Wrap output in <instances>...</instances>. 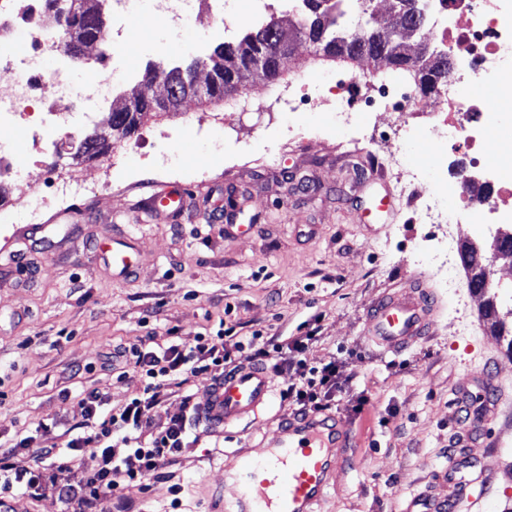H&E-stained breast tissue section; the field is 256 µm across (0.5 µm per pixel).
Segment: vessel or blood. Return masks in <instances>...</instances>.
<instances>
[{
  "instance_id": "1",
  "label": "vessel or blood",
  "mask_w": 512,
  "mask_h": 512,
  "mask_svg": "<svg viewBox=\"0 0 512 512\" xmlns=\"http://www.w3.org/2000/svg\"><path fill=\"white\" fill-rule=\"evenodd\" d=\"M186 195V190L167 185L158 187L148 200L159 210L175 213ZM132 250L129 241L116 239L96 244L94 258L123 275L134 264ZM436 309L430 290L420 286L384 292L368 307L370 338L382 352L402 353L424 337ZM482 386L491 398L484 413L467 425L475 434L486 432L494 409L492 398L499 392L491 376L483 377ZM274 395V375L268 366H240L212 382L200 407V421L207 429L231 433L264 414ZM347 441L348 426L335 415L290 417L268 440L235 452L224 463L225 478L235 492L228 497L223 488L212 489L210 512H315L345 455Z\"/></svg>"
}]
</instances>
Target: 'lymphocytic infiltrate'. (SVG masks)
<instances>
[{
  "label": "lymphocytic infiltrate",
  "mask_w": 512,
  "mask_h": 512,
  "mask_svg": "<svg viewBox=\"0 0 512 512\" xmlns=\"http://www.w3.org/2000/svg\"><path fill=\"white\" fill-rule=\"evenodd\" d=\"M316 339L317 329L309 321L294 336H270L259 329L240 336L229 327L212 336L144 337L130 350L140 385L124 406L108 407L105 395L95 388L74 396L65 392L62 403L76 402L83 417L74 425L68 447H48L50 430L44 425L0 446V498L49 492L68 512H102V505L112 497L143 490L160 468L200 439L195 427L199 406L191 395L184 393L180 412L166 425L156 423L153 410L161 389L183 390L200 375L223 376L227 365L245 351L276 374L296 373L297 382L287 385L281 397L293 401L297 414L322 411L324 399L336 387L339 366L333 360L308 364L306 353ZM87 448L96 449L99 465L94 471L76 474L75 458Z\"/></svg>",
  "instance_id": "lymphocytic-infiltrate-1"
}]
</instances>
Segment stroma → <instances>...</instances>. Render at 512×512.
I'll return each mask as SVG.
<instances>
[{
	"instance_id": "1",
	"label": "stroma",
	"mask_w": 512,
	"mask_h": 512,
	"mask_svg": "<svg viewBox=\"0 0 512 512\" xmlns=\"http://www.w3.org/2000/svg\"><path fill=\"white\" fill-rule=\"evenodd\" d=\"M186 27L188 36L171 38L160 29L132 31L125 17L108 19L107 32L134 46L133 56L115 63L120 89L138 84L149 64L211 51L224 24L197 12ZM327 69L340 81L361 72L298 43L282 60L279 80H257L245 91L265 95L270 107L238 114L233 130L214 118L228 105L195 98L152 118L153 133L137 130L108 153L72 163L86 183L107 179L110 188L49 211L40 239H19L22 265L0 255V433L45 424L51 446L67 447L69 429L82 416L76 405H62L60 391L96 388L121 406L140 385L130 350L148 333L172 328L195 336L223 322L243 335H289L314 318L320 340L308 362H341L329 411L351 425L335 485L317 512H405L414 498L447 494L438 474L452 453L469 463V488L454 512H503L512 503L507 343L482 318V299L464 266L454 271L453 287L441 288L432 268L413 263L414 252L439 235L417 207L398 198L380 221L361 222V210L394 188L396 178L376 179L339 156L338 143L352 133L337 127L335 102L303 115L283 107ZM152 181L192 193L179 222H131ZM119 234L134 237L139 261L121 279L107 265L86 262L94 239ZM416 278L437 299L435 326L404 353L381 352L368 335L367 306ZM484 374L496 378L502 401L489 431L469 438L453 414L454 398ZM286 412L277 401L240 434L204 437L162 468L146 492L112 501L105 512H208L205 486L234 492L223 483V455L258 445ZM175 484L183 489L176 508Z\"/></svg>"
}]
</instances>
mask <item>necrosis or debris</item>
<instances>
[{
  "label": "necrosis or debris",
  "instance_id": "necrosis-or-debris-1",
  "mask_svg": "<svg viewBox=\"0 0 512 512\" xmlns=\"http://www.w3.org/2000/svg\"><path fill=\"white\" fill-rule=\"evenodd\" d=\"M205 3L209 13L221 19L234 11L233 0H150L152 10L162 13L169 29L180 28ZM70 0H0V72L11 75L14 92L0 95V130L26 123L32 165H41L46 153L41 126L29 118L30 107L41 103L42 111L59 126L95 124L112 93V64L121 55V43L107 34L96 53L84 56L85 68L100 79L92 94L81 96L72 87L67 72L46 79L42 62L67 54L64 42L49 35V16L66 11ZM427 33L436 49L453 65L446 86L437 92L411 98L409 93L390 94L388 89L364 91L360 79L335 82L323 76L317 84L303 86L304 103L320 105L321 91L336 89V122L340 125L380 127L371 151L373 166L390 167L399 174L402 188L416 185L420 169L408 162L403 146L414 131L425 132L435 146L463 151L468 161L452 181L424 187L418 200L428 224H453L441 204L454 195L467 210L472 224H481L486 213L497 223L512 224V149H496L492 131L506 119L512 106V0H428L425 10ZM488 80L497 89L500 110L489 111L486 103L470 96L472 84ZM24 168L10 140L0 137V185L19 184V203L31 220L57 203L77 199L88 185L71 175L52 172L51 193H41L23 183Z\"/></svg>",
  "mask_w": 512,
  "mask_h": 512
}]
</instances>
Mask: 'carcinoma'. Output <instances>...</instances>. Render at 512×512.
<instances>
[{
	"instance_id": "1",
	"label": "carcinoma",
	"mask_w": 512,
	"mask_h": 512,
	"mask_svg": "<svg viewBox=\"0 0 512 512\" xmlns=\"http://www.w3.org/2000/svg\"><path fill=\"white\" fill-rule=\"evenodd\" d=\"M392 2V14L401 16L405 25L385 42L374 40L371 32L392 25L389 19L373 14L354 19L329 0H303L300 23L272 14L263 24L246 28L239 40L217 44L207 57L168 68L170 99L161 111L170 113L178 110L184 99L183 91L193 84L199 66L210 67L219 79L206 96L211 103L232 98L243 91L248 78L241 71L249 60L263 61L261 77L274 82L280 77V61L284 53L293 50L294 44L303 40L319 41L316 53L325 57L352 62L365 59L388 70L411 72L421 92L430 94L436 87L448 83V57L437 52L424 31V14L418 0ZM64 16L70 18L75 27L70 38V50L74 56L81 55L86 44L99 40L105 32L106 23L101 19L99 0H72L70 9L57 15L56 19ZM157 113L158 110L144 101L132 116L127 112L112 113V138L130 135L145 119ZM105 147V141L90 134L76 145L74 156L93 158ZM483 250L481 244L466 242L460 255L466 270L472 272L471 285L476 287V292L487 296L484 316L489 317L498 312L497 291L482 287L481 280L474 273L475 261Z\"/></svg>"
}]
</instances>
